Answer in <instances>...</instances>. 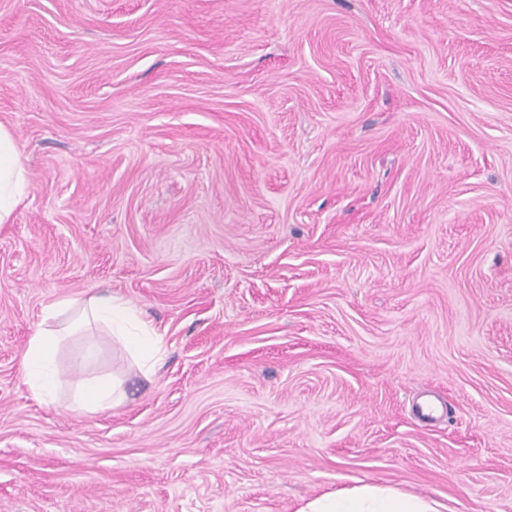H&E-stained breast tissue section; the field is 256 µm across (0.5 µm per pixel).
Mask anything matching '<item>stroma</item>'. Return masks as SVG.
<instances>
[{"instance_id":"1","label":"stroma","mask_w":512,"mask_h":512,"mask_svg":"<svg viewBox=\"0 0 512 512\" xmlns=\"http://www.w3.org/2000/svg\"><path fill=\"white\" fill-rule=\"evenodd\" d=\"M0 123V512H512V0H0ZM95 289L165 358L45 405L21 355ZM31 183L12 130L0 123V226L13 223L17 207L28 197ZM435 500L406 493L389 484L362 483L325 493L297 512H442Z\"/></svg>"}]
</instances>
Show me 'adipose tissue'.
Returning <instances> with one entry per match:
<instances>
[{"label":"adipose tissue","instance_id":"adipose-tissue-1","mask_svg":"<svg viewBox=\"0 0 512 512\" xmlns=\"http://www.w3.org/2000/svg\"><path fill=\"white\" fill-rule=\"evenodd\" d=\"M31 183L12 130L0 123V226L12 223L17 207L28 197ZM102 329L130 355L143 377L154 374L165 347L145 312L116 293L64 298L47 305L40 327L31 336L20 360L30 393L53 405L63 387H70L72 410L95 414L121 406L126 398L124 378L87 376L67 383L59 369V351L68 338ZM298 512H442L435 500L410 494L389 484L363 483L323 494Z\"/></svg>","mask_w":512,"mask_h":512}]
</instances>
